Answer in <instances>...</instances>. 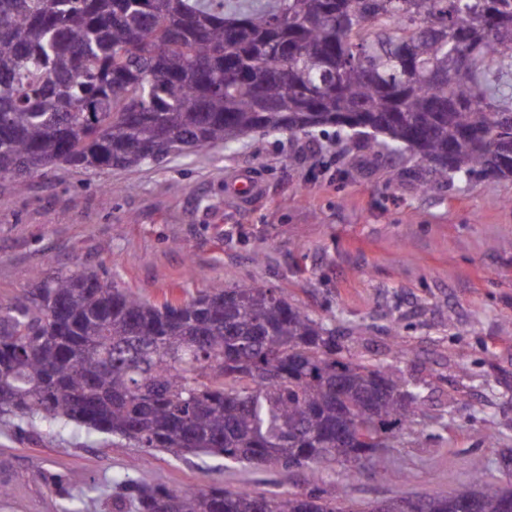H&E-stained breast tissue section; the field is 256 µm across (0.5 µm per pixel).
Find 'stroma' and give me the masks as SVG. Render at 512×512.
Returning <instances> with one entry per match:
<instances>
[{"mask_svg": "<svg viewBox=\"0 0 512 512\" xmlns=\"http://www.w3.org/2000/svg\"><path fill=\"white\" fill-rule=\"evenodd\" d=\"M238 181L259 184L239 199ZM90 269L154 302L213 282H259L360 340L356 356L397 365L424 400V439L406 435L348 480L355 500L448 494L482 457L490 476L512 448V180H436L411 155L350 141L253 136L130 169L68 167L17 192L0 178V304L32 272ZM399 337H391V326ZM146 469L181 488L219 483L279 492L266 468L228 472L219 458L176 461L75 426L0 423V512H64L51 480L81 472L85 512H112L124 475ZM405 475L393 485L383 470Z\"/></svg>", "mask_w": 512, "mask_h": 512, "instance_id": "stroma-1", "label": "stroma"}]
</instances>
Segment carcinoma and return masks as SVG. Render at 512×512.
Returning a JSON list of instances; mask_svg holds the SVG:
<instances>
[{
    "label": "carcinoma",
    "instance_id": "cac0c4a2",
    "mask_svg": "<svg viewBox=\"0 0 512 512\" xmlns=\"http://www.w3.org/2000/svg\"><path fill=\"white\" fill-rule=\"evenodd\" d=\"M288 21H279L282 11ZM336 129L441 180H512V0H0V177L133 168L252 134ZM0 304V421L312 482L424 435L419 388L260 284L154 304L94 271ZM113 512H370L347 483L194 489L125 477ZM419 512H512L481 460Z\"/></svg>",
    "mask_w": 512,
    "mask_h": 512
}]
</instances>
